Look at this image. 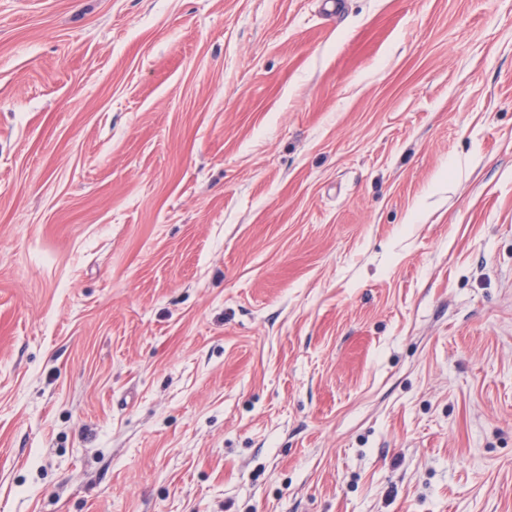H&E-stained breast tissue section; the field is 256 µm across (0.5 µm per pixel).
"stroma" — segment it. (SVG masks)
<instances>
[{"mask_svg":"<svg viewBox=\"0 0 512 512\" xmlns=\"http://www.w3.org/2000/svg\"><path fill=\"white\" fill-rule=\"evenodd\" d=\"M0 0V512H512V0Z\"/></svg>","mask_w":512,"mask_h":512,"instance_id":"stroma-1","label":"stroma"}]
</instances>
